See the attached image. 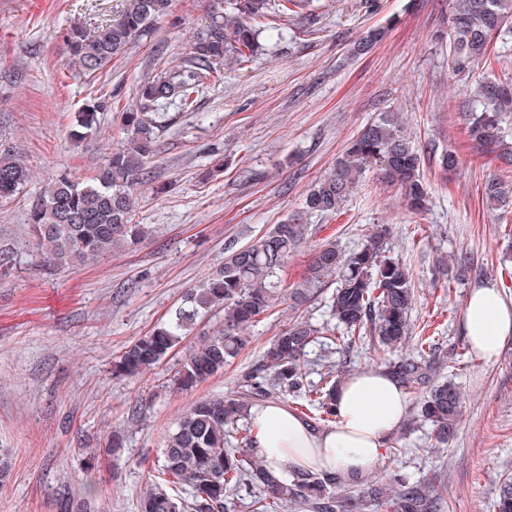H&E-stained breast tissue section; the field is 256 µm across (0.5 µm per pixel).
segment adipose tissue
Masks as SVG:
<instances>
[{"instance_id":"adipose-tissue-1","label":"adipose tissue","mask_w":512,"mask_h":512,"mask_svg":"<svg viewBox=\"0 0 512 512\" xmlns=\"http://www.w3.org/2000/svg\"><path fill=\"white\" fill-rule=\"evenodd\" d=\"M460 329L480 361L495 362L512 343V298L493 284L480 283L466 299ZM405 406L406 396L388 371H360L340 386L337 421L325 430L311 429L281 403L253 409L254 452L277 472L306 468L345 479L361 477L378 463Z\"/></svg>"}]
</instances>
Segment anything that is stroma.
<instances>
[{
	"label": "stroma",
	"instance_id": "35a3bbf8",
	"mask_svg": "<svg viewBox=\"0 0 512 512\" xmlns=\"http://www.w3.org/2000/svg\"><path fill=\"white\" fill-rule=\"evenodd\" d=\"M121 0H0V143L13 146L29 172L0 203V512H138L165 437L193 402L236 390L293 312L287 293L251 332L223 373L182 390L174 380L188 355L224 320L201 313L190 334L154 369L113 377L112 360L166 321L189 289L224 261L228 242L244 246L300 213L308 186L380 112L402 113L421 152L430 196L426 213L406 208L397 187L367 173L335 216H306L310 242L357 249L376 224L391 227L389 246L414 288V332L433 338L434 382L451 380L464 397L456 436L433 447L424 422L400 425L374 474L397 468L433 483L443 512H494L512 478V344L478 362L459 330L478 280L512 297V213L482 198L488 175L512 181V165L472 148L464 94L448 80V41L436 32L451 0H321L313 33L271 47L224 80L198 109L170 108L156 133L149 177L131 213L147 234L79 268L59 269L40 255L28 214L45 184L73 171L89 176L126 138L116 111L98 115V133L70 138L71 115L100 96L136 100L139 86L181 65L207 26L211 0H173L169 19L95 79L77 73L63 47L71 24L96 31L119 15ZM388 33L351 60L352 40L370 28ZM460 152L459 171L438 165ZM467 253L483 277L455 279L448 265Z\"/></svg>",
	"mask_w": 512,
	"mask_h": 512
}]
</instances>
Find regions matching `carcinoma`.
Wrapping results in <instances>:
<instances>
[{
  "instance_id": "cac0c4a2",
  "label": "carcinoma",
  "mask_w": 512,
  "mask_h": 512,
  "mask_svg": "<svg viewBox=\"0 0 512 512\" xmlns=\"http://www.w3.org/2000/svg\"><path fill=\"white\" fill-rule=\"evenodd\" d=\"M172 0H126L120 18L88 34L80 26L67 29L63 40L75 70L96 76L150 34L159 19L171 12ZM315 13L314 0H224L207 29L190 43L181 66L145 80L132 107L121 113L126 143L117 147L85 178L59 173L45 188L41 202L30 211L29 223L37 246L60 266L75 267L104 252L145 236L130 214L147 183V160L153 153L156 130L166 122L163 108L175 105L193 112L197 101L224 77V67L252 64L267 32L282 42L287 27L272 22ZM450 31L448 73L467 92L463 111L466 129L476 150L512 152L504 141L503 125L512 119V82L476 76L491 64L492 52L512 49V0H452L446 18ZM387 33L383 27L363 32L349 49L351 57L369 53ZM112 102L99 97L74 113L72 134L87 138L97 130V113ZM376 169L401 191L406 208L415 214L427 209L429 195L421 172V154L405 131L398 112H384L367 125L336 158L329 170L306 190L305 212L330 217L357 189L363 175ZM28 178L14 148L0 149V199L12 198ZM493 208L512 205V183L493 176L483 188ZM390 228L377 224L363 246L345 253L327 240L311 253L301 281L288 286L297 307L322 290L328 297L336 326L308 320L288 323L264 350L260 362L244 372L238 389L195 402L166 436L162 463L155 480L143 492L139 512H226L241 504L254 512L280 506L293 512H437L433 484L412 482L392 469L375 476L357 493L338 497L335 478L304 470L275 474L255 455V433L248 426L250 409L268 398L301 401L302 415L318 427L336 418V392L342 376L333 371L310 379L306 349L354 352L356 339H366L374 352L390 355V367L401 386L423 401L418 417L432 425L431 438L446 448L454 438L463 396L453 383L429 384L432 337L413 335L409 311L414 300L411 277L400 260L387 254ZM308 226L289 216L250 244L224 251V264L204 284L193 289L170 318L139 337L112 361V376L133 378L158 365L176 346L198 313L224 307V329L206 339L177 372L175 383L191 389L224 371V366L249 343L245 331L273 315L277 290L283 287L288 260L301 248ZM498 512H512V481L500 486Z\"/></svg>"
}]
</instances>
